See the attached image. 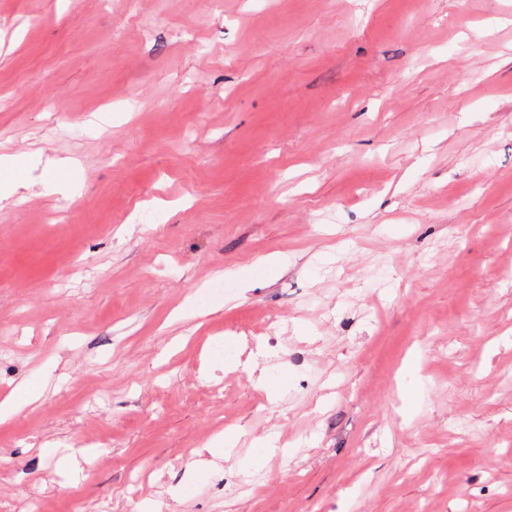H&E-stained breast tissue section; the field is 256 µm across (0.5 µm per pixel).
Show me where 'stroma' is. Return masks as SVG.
<instances>
[{"label": "stroma", "instance_id": "stroma-1", "mask_svg": "<svg viewBox=\"0 0 512 512\" xmlns=\"http://www.w3.org/2000/svg\"><path fill=\"white\" fill-rule=\"evenodd\" d=\"M1 151L0 512H512V0H0ZM39 390L31 385L21 386L12 396L10 401L0 403V423L5 421L14 409L23 403H27L37 397Z\"/></svg>", "mask_w": 512, "mask_h": 512}]
</instances>
